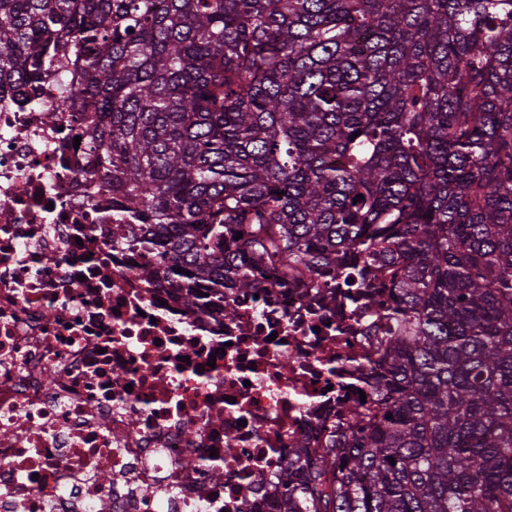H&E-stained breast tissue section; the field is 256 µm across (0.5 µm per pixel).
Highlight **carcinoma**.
<instances>
[{
  "mask_svg": "<svg viewBox=\"0 0 512 512\" xmlns=\"http://www.w3.org/2000/svg\"><path fill=\"white\" fill-rule=\"evenodd\" d=\"M73 61L144 278L226 318L269 266L395 302L281 512H512V0H0V86Z\"/></svg>",
  "mask_w": 512,
  "mask_h": 512,
  "instance_id": "1",
  "label": "carcinoma"
}]
</instances>
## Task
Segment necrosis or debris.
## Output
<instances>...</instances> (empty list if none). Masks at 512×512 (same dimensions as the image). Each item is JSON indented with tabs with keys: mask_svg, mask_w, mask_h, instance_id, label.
<instances>
[{
	"mask_svg": "<svg viewBox=\"0 0 512 512\" xmlns=\"http://www.w3.org/2000/svg\"><path fill=\"white\" fill-rule=\"evenodd\" d=\"M79 83L0 89V512H280L296 441L369 391L388 297L273 287L227 320L146 282L156 253L113 248L112 201L87 195L83 112L46 119Z\"/></svg>",
	"mask_w": 512,
	"mask_h": 512,
	"instance_id": "necrosis-or-debris-1",
	"label": "necrosis or debris"
}]
</instances>
